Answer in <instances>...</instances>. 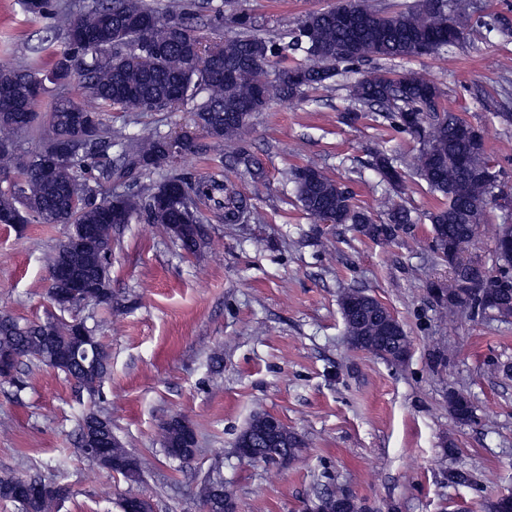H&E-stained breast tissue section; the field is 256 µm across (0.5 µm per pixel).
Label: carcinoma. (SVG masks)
Instances as JSON below:
<instances>
[{"instance_id": "obj_1", "label": "carcinoma", "mask_w": 512, "mask_h": 512, "mask_svg": "<svg viewBox=\"0 0 512 512\" xmlns=\"http://www.w3.org/2000/svg\"><path fill=\"white\" fill-rule=\"evenodd\" d=\"M357 6L360 19L353 29L340 21V11ZM74 13L54 12L55 27L61 31L63 47L51 72L52 80L64 84L77 73L85 94L97 99L102 110L86 109L77 97L58 99L46 114L42 151H49L62 137L75 138L74 155L66 165L46 175L37 164L15 167L17 135L32 126L38 98L32 87L41 86V72L31 68L0 66V224H11L17 214L24 223L67 224L72 230H88V243L80 257L82 265L98 270L111 281L108 258L112 253V211L151 224H179L177 235L188 253L196 251L204 217L201 206L212 201L213 191L224 190V223L239 224L253 216L250 198L233 184L216 180L190 184L179 172L182 156L198 150L195 132L174 134L112 132L105 112H160L199 100L194 105L193 125L217 141L242 139L248 123L244 112H261L272 91L282 97L295 96L309 87L325 85L338 75L358 73V65L373 56L384 59L411 58L420 46L433 53L457 43L448 39V9L443 0H421L409 11L387 15L368 0H342L336 7L313 12L288 33V39L272 40L253 32L246 13L225 19L235 36L212 39L201 36L188 17L162 19L145 0H91L81 12L84 37L75 35ZM301 55L294 69L304 73V82L292 80L285 71L271 81L268 62ZM387 70H377L357 80L352 96L362 107L377 105L392 126L418 144V153L409 166L429 189L440 194L442 203L429 213L434 252L448 261V250L460 242H471L485 211L498 200L508 199L501 171L488 167L490 159L484 139L476 134L459 135L463 118L436 111L432 99L438 88L415 72L402 73L399 81L389 80ZM118 149L115 162L100 163L101 154ZM166 168L167 175L145 196L134 194L99 197V187L112 179L124 180ZM374 167L393 187L401 184V173L393 158L383 152L374 156ZM296 198L303 210L318 221L334 224L373 226L366 234L372 240H388L396 231L412 223L411 213L385 199L389 222L376 224L366 213L355 209L348 188L313 168V179L301 181L291 173ZM497 275L466 268L451 271L457 293L448 301L433 292L439 306L450 312L473 311L493 298L502 317L512 315V249H495ZM353 348H370L392 363L404 360L411 345L407 334L381 340L379 322L370 311L361 319L345 324ZM66 326L47 321L25 326L7 316L0 317V350H14L39 343L62 347L69 344ZM44 351L21 352L13 374L28 364L43 365ZM109 356L96 373H86L74 364L58 371L73 380L89 397H95L107 374ZM304 442L294 433L279 443L259 446L265 462H285L297 457ZM14 476L0 475V499L18 504L21 512H42L35 499H20L13 493Z\"/></svg>"}]
</instances>
